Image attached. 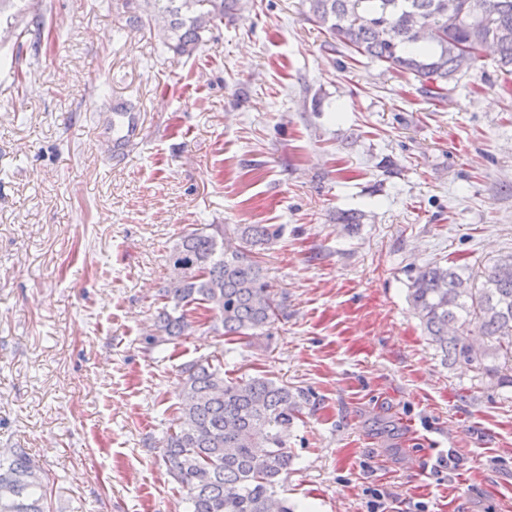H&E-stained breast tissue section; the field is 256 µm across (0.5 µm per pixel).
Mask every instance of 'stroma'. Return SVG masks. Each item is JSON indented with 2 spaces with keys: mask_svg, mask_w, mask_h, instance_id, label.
<instances>
[{
  "mask_svg": "<svg viewBox=\"0 0 512 512\" xmlns=\"http://www.w3.org/2000/svg\"><path fill=\"white\" fill-rule=\"evenodd\" d=\"M38 5L25 82L0 27V450L29 449L50 512H186L161 441L179 366L217 351L306 396L296 512H366L373 488L386 512H512V387L445 365L408 298L414 268L512 253V76L488 60L429 98L330 50L304 0H240L190 57L122 0ZM199 224L283 225L261 255L283 313L146 351Z\"/></svg>",
  "mask_w": 512,
  "mask_h": 512,
  "instance_id": "1",
  "label": "stroma"
}]
</instances>
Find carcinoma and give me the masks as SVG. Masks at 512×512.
I'll list each match as a JSON object with an SVG mask.
<instances>
[{"mask_svg": "<svg viewBox=\"0 0 512 512\" xmlns=\"http://www.w3.org/2000/svg\"><path fill=\"white\" fill-rule=\"evenodd\" d=\"M133 20L167 21L164 45L192 56L202 34L224 21L237 0H142ZM307 20L352 53L417 80L432 98L478 69L485 55L512 74V0H305ZM34 54L44 16L18 10ZM273 224H205L179 236L168 265L180 268L159 290L146 350L194 335L200 319L231 341L263 334L281 305L256 254L279 237ZM410 302L448 366L477 369L512 386V254L478 274L428 264L410 278ZM182 402L162 438L169 475L188 512H291L276 497L288 479V432L303 394L264 375L224 378V356L200 357L178 370ZM49 485L26 448L0 451V512H47Z\"/></svg>", "mask_w": 512, "mask_h": 512, "instance_id": "obj_1", "label": "carcinoma"}]
</instances>
